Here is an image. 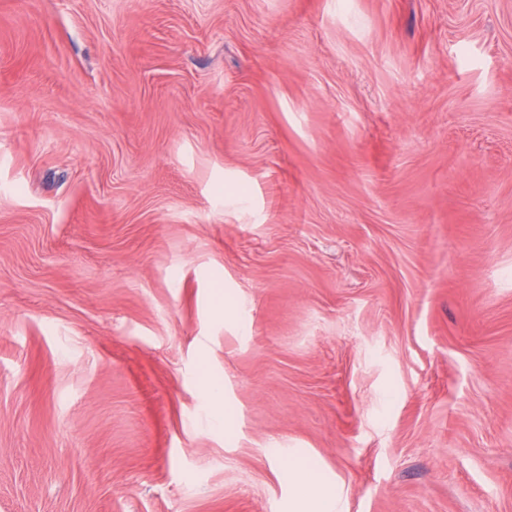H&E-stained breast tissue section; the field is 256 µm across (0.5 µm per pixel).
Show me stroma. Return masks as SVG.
Returning a JSON list of instances; mask_svg holds the SVG:
<instances>
[{
  "label": "stroma",
  "mask_w": 512,
  "mask_h": 512,
  "mask_svg": "<svg viewBox=\"0 0 512 512\" xmlns=\"http://www.w3.org/2000/svg\"><path fill=\"white\" fill-rule=\"evenodd\" d=\"M298 454L512 512V0H0V512H291Z\"/></svg>",
  "instance_id": "obj_1"
}]
</instances>
